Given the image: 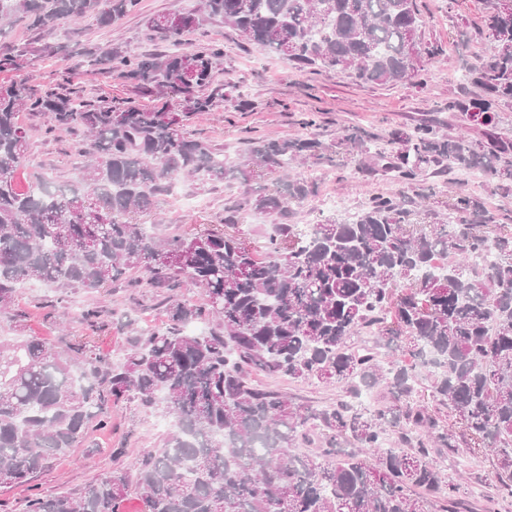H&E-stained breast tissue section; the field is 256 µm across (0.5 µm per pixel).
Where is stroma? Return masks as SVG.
Masks as SVG:
<instances>
[{
  "instance_id": "obj_1",
  "label": "stroma",
  "mask_w": 512,
  "mask_h": 512,
  "mask_svg": "<svg viewBox=\"0 0 512 512\" xmlns=\"http://www.w3.org/2000/svg\"><path fill=\"white\" fill-rule=\"evenodd\" d=\"M415 2L423 21L420 40L423 46L434 49L437 56L435 64L426 66L419 82L406 84H361L333 72L301 71L288 60L250 44L224 21L204 22L186 33L184 41L189 46L201 41L223 46L224 61L215 81L223 85L224 99L213 111L194 115L189 131L210 140L232 161L241 157L243 141L248 137L316 135L325 143V152L297 168L300 177L315 189L313 196L293 207L292 222L302 231L328 218L347 219L349 214L363 209L372 196L387 192L407 201L415 212L416 223L429 224L434 212L450 219L454 213L448 204L462 190L481 198L486 208L497 215L499 223L512 227V196L500 195L488 182L472 184L465 181L461 172L433 165L424 173L419 188L413 189L388 179L381 169L378 157L391 152V133L427 120L455 130L464 129L476 140L484 137L483 126L449 111L448 103L483 95L469 80L468 69L487 44L483 28L488 0ZM198 3L199 0H142L140 13L109 28L89 23L62 24L49 34L19 28L0 37V52L31 48L28 70L41 84L51 85L67 77L73 87L88 96L137 98L154 104L157 96L142 93L124 79L108 78L100 70L86 67L79 74H71L74 60L70 53L107 42L125 45L144 55L166 52L168 44L145 25V16L188 12ZM47 42L68 44L70 51L52 57L38 56L37 48ZM19 121L32 130L28 170H43L61 181L75 179L80 164L73 149L76 135L45 134L41 119L29 112L20 113ZM356 130L364 135L368 145L367 153L360 156L340 142L342 135ZM276 180V175L267 173L255 176L248 185L181 178L171 193L159 196L154 208L140 214L137 221L159 234L173 229L194 233L217 224L225 206L245 187L270 188ZM168 294L165 288H134L123 282L92 293L73 290L67 302L61 303L54 288L27 283L18 289L12 313L0 312V336H38L61 349L71 342L83 341L117 361L126 349V319H135L140 327L161 325L165 320L162 301ZM92 306L100 310L105 329L92 331L80 324V314ZM254 379L259 385L287 393L295 402L315 407L335 403L345 394L336 383H293L262 372L255 373ZM167 425L166 418L144 412L133 404L113 408L110 430L93 433L73 455L55 461L39 474L32 487L1 488L0 512H24L31 489L48 494L77 489L113 467L131 463L145 451L160 446ZM118 448L123 449V456H115ZM444 467L450 475L465 473L463 490L473 512H482L490 498L495 499L497 512H512V498L497 495L496 458L491 453L478 450L452 456L445 460Z\"/></svg>"
}]
</instances>
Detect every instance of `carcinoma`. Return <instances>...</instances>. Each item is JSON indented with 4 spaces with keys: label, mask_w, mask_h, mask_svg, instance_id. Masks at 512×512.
Segmentation results:
<instances>
[{
    "label": "carcinoma",
    "mask_w": 512,
    "mask_h": 512,
    "mask_svg": "<svg viewBox=\"0 0 512 512\" xmlns=\"http://www.w3.org/2000/svg\"><path fill=\"white\" fill-rule=\"evenodd\" d=\"M491 0L488 49L469 68L484 96L448 109L486 127L512 102V14ZM140 0H0V23L34 30L91 20L108 27L139 11ZM205 18L299 68L344 73L360 83L411 82L435 54L422 49L415 0H201ZM189 17L190 22L182 19ZM163 14L147 27L174 50L136 54L120 46L94 64L161 104L71 96L28 79L0 82V308L25 282L95 291L122 281L203 290L199 303L176 295L167 322L128 338L123 361L76 343L61 350L38 338H0V487L29 485L55 458L110 424L112 406L135 402L170 419L163 445L82 488L31 494L26 512H123L137 492L145 512H471L462 486L440 459L458 455L456 429L498 461V495L512 498V231L483 202L460 192L455 224L416 228L396 194L378 195L353 222L329 219L299 234L290 205L314 193L302 178L245 192L219 223L250 211L273 218L263 253L236 233L206 230L157 237L135 222L178 177L250 181L327 149L308 138H250L234 163L187 130L198 112L224 99L213 85L224 49L184 47L202 18ZM23 47L0 53V74L28 65ZM31 112L49 133L80 130L78 155L90 156L72 183L33 171ZM384 157L392 179L412 186L444 163L479 170L512 195L507 145L487 146L442 132L435 122L392 134ZM487 249L493 263L469 258ZM441 254L448 275H415ZM207 333H186L191 323ZM263 372L381 387L374 410L340 400L321 409L254 384ZM430 382L433 404L414 400L415 380ZM353 447L337 458L342 444ZM314 445L316 456L294 449Z\"/></svg>",
    "instance_id": "carcinoma-1"
}]
</instances>
